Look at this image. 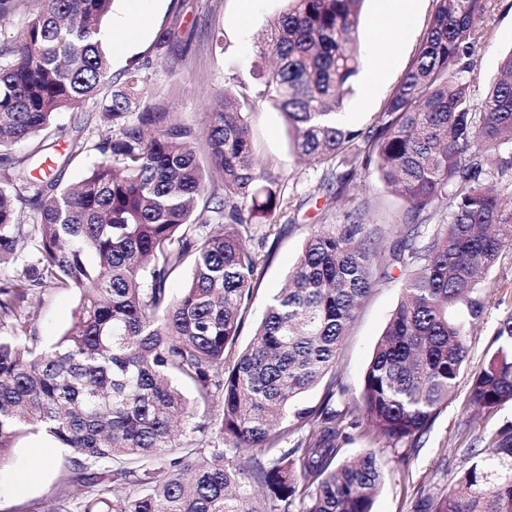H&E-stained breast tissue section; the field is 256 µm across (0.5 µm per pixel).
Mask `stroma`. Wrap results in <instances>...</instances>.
Returning <instances> with one entry per match:
<instances>
[{"label": "stroma", "instance_id": "obj_1", "mask_svg": "<svg viewBox=\"0 0 512 512\" xmlns=\"http://www.w3.org/2000/svg\"><path fill=\"white\" fill-rule=\"evenodd\" d=\"M436 7V0H409L406 9L393 15L400 39L385 59L373 27L380 2L364 0L359 29L362 67L346 107L354 128L366 131L375 124L417 56ZM283 8V0H144L141 10L131 11L125 0H114L111 10L112 16L123 17L130 31L128 41L116 43L111 51L113 74L149 62V89L156 100L178 121L199 127L204 126L206 112L225 86H237L246 98L244 110L249 114L257 165L281 184L280 209L269 223L253 225L245 240L248 251L260 261L261 283L237 342L241 348L251 342L269 299L295 266L306 239L319 229L323 212H330L332 222L342 223L347 212L361 208L371 221L389 225L393 237H404L409 231L406 203L386 190L374 172L361 177L348 199L339 203L336 178L347 168L344 159L327 167L296 158L288 126L269 96L261 94L254 71L256 40ZM165 28L173 34L172 50L160 56L154 44ZM478 31L481 39L474 56L478 78L469 88L470 105L477 113L499 73L500 58L512 51V0H489ZM100 124L101 114L91 105L59 112L48 132L49 149L34 154L30 143L22 142L0 150V169L22 156L32 177L51 174L59 186H70L86 176L97 160L92 151L71 157V147L75 140L94 138ZM490 277L494 286L483 319L469 338V358L456 393L418 445L406 441L385 444L372 440L361 428L349 430L341 444L339 459L370 450L381 458L384 479L374 512H420L424 497L457 485L472 466L474 453L482 449L477 441L479 430L512 423L511 403L488 414L477 412L467 402L473 377L496 350L493 337L500 320L512 314V247L500 253ZM79 300L75 289L41 293L35 321L41 343H51L66 332ZM399 300L397 283L382 282L373 288L350 327L335 375L307 392L302 406L322 407L331 386L338 391L335 402L339 405L359 393L374 348ZM69 458V452L49 436L18 432L0 462V512H27L31 502L71 496V489L58 483Z\"/></svg>", "mask_w": 512, "mask_h": 512}]
</instances>
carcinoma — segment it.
Wrapping results in <instances>:
<instances>
[{"label": "carcinoma", "instance_id": "1", "mask_svg": "<svg viewBox=\"0 0 512 512\" xmlns=\"http://www.w3.org/2000/svg\"><path fill=\"white\" fill-rule=\"evenodd\" d=\"M41 2L20 35L0 43V149L90 102L104 132L74 143L73 157L100 155L75 187L33 181L19 161L15 176L0 178V263L28 257L0 282V457L20 427L52 437L72 454L62 486L85 473L101 485L79 512H372L380 459L370 450L338 464L340 440L362 424L375 439L421 437L455 392L493 287L488 271L512 245V199L498 181L512 172V52L484 111L468 105L485 0H436L418 55L366 133L338 120L361 68L363 0H286L271 21L260 54L276 61L257 77L297 154L347 158L336 198L372 168L411 217L448 216L393 243L388 225L364 211L323 225L240 353L260 280L244 233L281 205L277 179L255 165L244 103L227 89L205 133L177 123L150 98L149 67L112 80L100 38L112 0ZM24 199L34 208L27 231ZM188 260L190 282L174 297L167 284ZM395 278L401 300L359 396L339 409L298 407L336 366L372 288ZM47 288H74L80 300L69 329L41 346L34 294ZM459 305L464 319L453 315ZM494 343L468 395L486 412L512 403V315ZM217 405L219 418L199 417ZM290 410L292 423L275 430ZM179 424L214 435L212 444L179 438ZM478 441L485 465L465 472L467 492L450 488L422 512H512V424ZM255 483L264 507L247 511Z\"/></svg>", "mask_w": 512, "mask_h": 512}]
</instances>
